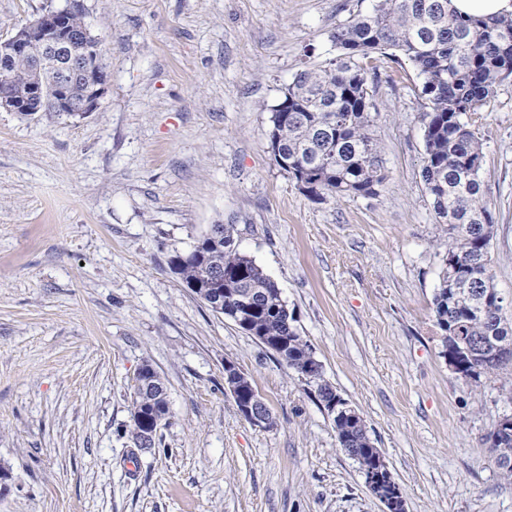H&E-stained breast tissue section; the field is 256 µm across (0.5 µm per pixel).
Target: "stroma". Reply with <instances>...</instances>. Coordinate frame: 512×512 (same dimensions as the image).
I'll list each match as a JSON object with an SVG mask.
<instances>
[{
  "label": "stroma",
  "instance_id": "1",
  "mask_svg": "<svg viewBox=\"0 0 512 512\" xmlns=\"http://www.w3.org/2000/svg\"><path fill=\"white\" fill-rule=\"evenodd\" d=\"M373 0H82L111 80L85 115L0 110V512H383L305 380L171 271L211 225L279 286L324 377L364 418L406 512H512L485 440L504 375L448 366L433 295L446 239L420 178V80L375 54L387 180L310 199L275 163L271 108ZM66 0H0V37ZM472 127L512 320V82ZM268 404L261 429L224 384ZM167 387L155 447L131 438L144 364Z\"/></svg>",
  "mask_w": 512,
  "mask_h": 512
}]
</instances>
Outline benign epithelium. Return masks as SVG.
Here are the masks:
<instances>
[{
	"instance_id": "1",
	"label": "benign epithelium",
	"mask_w": 512,
	"mask_h": 512,
	"mask_svg": "<svg viewBox=\"0 0 512 512\" xmlns=\"http://www.w3.org/2000/svg\"><path fill=\"white\" fill-rule=\"evenodd\" d=\"M73 7L50 11L37 21L20 27L7 38L0 39V60L13 62L26 59L35 73L25 91L14 92L0 86V110L7 112H33L42 100L44 85L41 73L47 69L52 73L56 110L73 115L94 112L105 96L110 76L97 69L100 43L90 32L76 31L69 26V15ZM81 87L79 96L72 94L74 84ZM150 391L165 393L152 373L142 368L137 374L134 393ZM268 407L259 393L241 404V416L256 427H265L268 422ZM132 417L143 424V438L156 434L167 412L157 407L145 414L143 406L133 409ZM367 485L375 491V497L384 505L385 512H405L404 499L399 485L391 474L380 468L362 470Z\"/></svg>"
}]
</instances>
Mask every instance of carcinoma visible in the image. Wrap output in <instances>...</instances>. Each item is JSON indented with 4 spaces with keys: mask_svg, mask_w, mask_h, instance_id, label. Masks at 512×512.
<instances>
[{
    "mask_svg": "<svg viewBox=\"0 0 512 512\" xmlns=\"http://www.w3.org/2000/svg\"><path fill=\"white\" fill-rule=\"evenodd\" d=\"M332 41L336 58L326 67L300 70L284 92L288 123L279 120L278 106H273L268 146L288 151V166L282 170L292 180L306 182L313 200L378 195L386 174L373 137L379 108L364 60L379 52L395 62L405 57L427 101L421 179L435 221L448 236L433 297L443 349L459 355L477 381L511 371L512 324L506 322L502 305L486 297L495 286L481 259L495 222L483 198L482 144L471 121L498 87L512 80V14L476 18L456 11L452 0H375L370 11H359L338 25ZM30 77L26 60L0 73V80L16 90ZM223 228V239L202 236L188 252L175 255L172 271L189 289H222L220 314L234 323L235 312L247 314L246 334L272 344L287 339L280 360L306 380L324 405L334 388L322 365H313L314 350L298 333L280 288L239 250L233 227ZM214 266L224 269V279L208 282ZM332 421L339 447L366 454L363 432L352 430L340 414ZM487 440L497 452L501 475L512 481V430L496 429Z\"/></svg>",
    "mask_w": 512,
    "mask_h": 512,
    "instance_id": "1",
    "label": "carcinoma"
}]
</instances>
